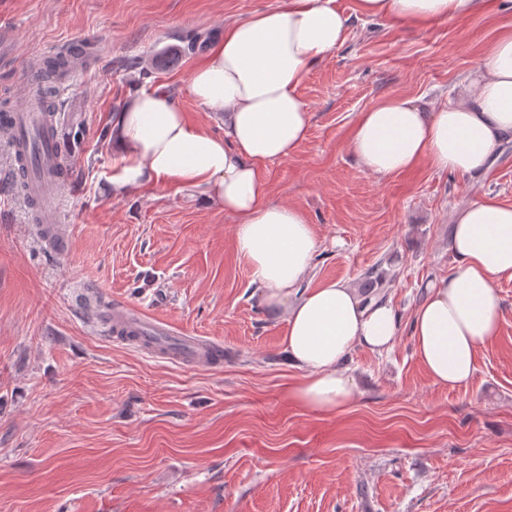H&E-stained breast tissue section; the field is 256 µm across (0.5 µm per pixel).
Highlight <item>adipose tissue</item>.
Masks as SVG:
<instances>
[{"label": "adipose tissue", "instance_id": "adipose-tissue-1", "mask_svg": "<svg viewBox=\"0 0 512 512\" xmlns=\"http://www.w3.org/2000/svg\"><path fill=\"white\" fill-rule=\"evenodd\" d=\"M494 0H358L361 14L409 23L459 21L487 13ZM336 0H284L225 26L192 70L189 91L224 119L216 136L165 95L136 92L110 129L120 170L114 189L159 184L193 189L235 220L234 242L262 303L286 319L281 348L300 372L288 395L315 414L348 404L356 385L340 367L357 347L390 351L399 318L390 303L364 302L357 288L303 283L319 239L304 213L269 200L266 164L305 141L310 112L301 87L310 67L348 36ZM512 133V27L488 45L455 102L424 112L391 96L360 112L348 141L365 171L389 176L421 162L465 175L485 169ZM449 278L432 284L413 318L414 352L433 384L465 386L479 348L497 336L500 284L512 282V205L485 196L456 210Z\"/></svg>", "mask_w": 512, "mask_h": 512}]
</instances>
